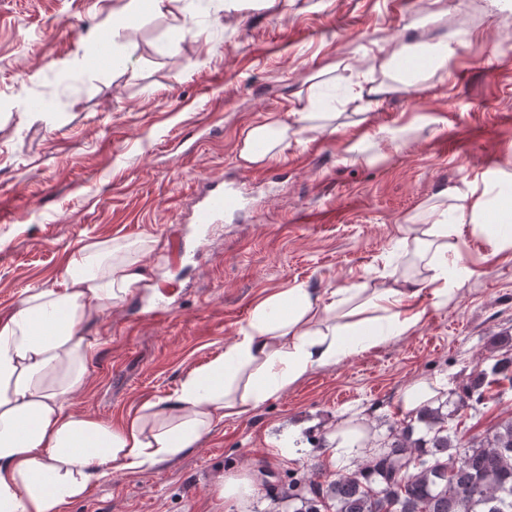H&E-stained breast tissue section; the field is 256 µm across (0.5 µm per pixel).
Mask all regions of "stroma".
<instances>
[{
  "instance_id": "35a3bbf8",
  "label": "stroma",
  "mask_w": 512,
  "mask_h": 512,
  "mask_svg": "<svg viewBox=\"0 0 512 512\" xmlns=\"http://www.w3.org/2000/svg\"><path fill=\"white\" fill-rule=\"evenodd\" d=\"M430 3L288 0L280 15L172 0L130 18L117 0H0V316L27 289L56 285L85 241L150 237L162 257L154 301L133 295L89 324L97 346L68 411L117 425L172 395L268 295L381 287L405 262L402 224L441 192L512 171V26L487 0H442L427 37L449 41L444 70L365 116L343 109L335 134L304 132L270 163L239 157L246 131L287 119L311 76L335 65L343 94L379 43L408 42ZM405 125L402 151L374 163L347 151ZM219 178L246 183L249 196L223 223H195L200 188ZM459 254V290L445 303L426 290L409 301L421 318L404 335L313 370L153 472L114 473L64 512H225L217 481L244 472L260 481L252 512H286L289 473L334 478L325 443L338 420L402 421L409 385L455 389L512 354V247L494 248L469 224ZM486 396L459 419L461 442L512 418V382Z\"/></svg>"
}]
</instances>
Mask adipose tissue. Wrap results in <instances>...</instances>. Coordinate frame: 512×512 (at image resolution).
Returning <instances> with one entry per match:
<instances>
[{
  "label": "adipose tissue",
  "mask_w": 512,
  "mask_h": 512,
  "mask_svg": "<svg viewBox=\"0 0 512 512\" xmlns=\"http://www.w3.org/2000/svg\"><path fill=\"white\" fill-rule=\"evenodd\" d=\"M428 53L444 68L447 43L420 41L378 48L381 79L360 75L346 101L376 105L403 81L396 62ZM291 122L252 126L239 151L251 165L278 158L290 140L312 129L336 130V104L325 94L296 98ZM478 181L453 191L404 227L424 278L394 272L381 288H339L330 302L301 286L258 302L253 320L223 353L189 371L175 395L142 404L120 426L66 411L64 399L83 389L95 349L85 328L107 305L147 293L143 263L155 252L149 237L86 242L66 260L57 286L27 290L0 321V512H62L112 472L145 474L198 447L215 424L240 417L279 395L312 370L336 363L408 332L419 313L408 302L423 289L450 298L463 280L456 238L489 203Z\"/></svg>",
  "instance_id": "adipose-tissue-1"
}]
</instances>
